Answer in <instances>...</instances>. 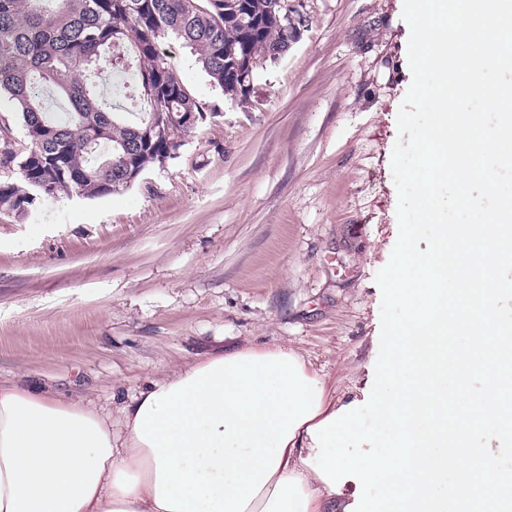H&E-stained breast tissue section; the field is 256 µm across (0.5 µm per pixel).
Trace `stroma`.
<instances>
[{
	"label": "stroma",
	"mask_w": 512,
	"mask_h": 512,
	"mask_svg": "<svg viewBox=\"0 0 512 512\" xmlns=\"http://www.w3.org/2000/svg\"><path fill=\"white\" fill-rule=\"evenodd\" d=\"M403 3L301 0L300 41L244 104L166 36L215 115L121 192L0 211V383L113 409L171 368L278 343L337 396L361 389L399 236Z\"/></svg>",
	"instance_id": "1"
}]
</instances>
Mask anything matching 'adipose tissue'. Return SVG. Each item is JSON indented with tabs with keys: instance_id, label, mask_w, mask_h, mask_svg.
Segmentation results:
<instances>
[{
	"instance_id": "adipose-tissue-1",
	"label": "adipose tissue",
	"mask_w": 512,
	"mask_h": 512,
	"mask_svg": "<svg viewBox=\"0 0 512 512\" xmlns=\"http://www.w3.org/2000/svg\"><path fill=\"white\" fill-rule=\"evenodd\" d=\"M341 405L281 344L173 368L114 414L0 384V512H344L304 463Z\"/></svg>"
}]
</instances>
